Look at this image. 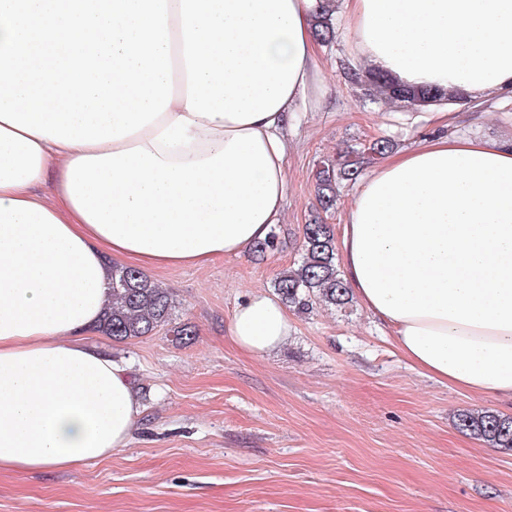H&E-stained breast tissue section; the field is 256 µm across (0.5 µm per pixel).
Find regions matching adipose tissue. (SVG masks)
I'll return each mask as SVG.
<instances>
[{"label":"adipose tissue","mask_w":512,"mask_h":512,"mask_svg":"<svg viewBox=\"0 0 512 512\" xmlns=\"http://www.w3.org/2000/svg\"><path fill=\"white\" fill-rule=\"evenodd\" d=\"M325 12L394 82L512 92V0H168L174 89L153 124L70 146L0 121V470L70 469L127 445L140 399L87 341L112 264L200 267L283 222L288 133L325 105ZM342 263L422 373L512 403V145L433 135L387 155L346 212ZM291 328L263 291L228 322L254 356Z\"/></svg>","instance_id":"adipose-tissue-1"}]
</instances>
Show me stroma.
Instances as JSON below:
<instances>
[{
	"mask_svg": "<svg viewBox=\"0 0 512 512\" xmlns=\"http://www.w3.org/2000/svg\"><path fill=\"white\" fill-rule=\"evenodd\" d=\"M336 31L320 50L326 106L301 113L288 138L277 248L153 273L173 294V320L196 336H95L136 382L143 412L128 444L73 469L0 470V512H512V451L453 424L462 410L512 406L412 367L360 303L290 311L288 340L263 356L228 334L235 305L300 260L315 172L339 150L378 136L406 149L435 133L512 141V102L493 94L444 125L425 109L360 100L338 70L353 56L349 34Z\"/></svg>",
	"mask_w": 512,
	"mask_h": 512,
	"instance_id": "35a3bbf8",
	"label": "stroma"
}]
</instances>
